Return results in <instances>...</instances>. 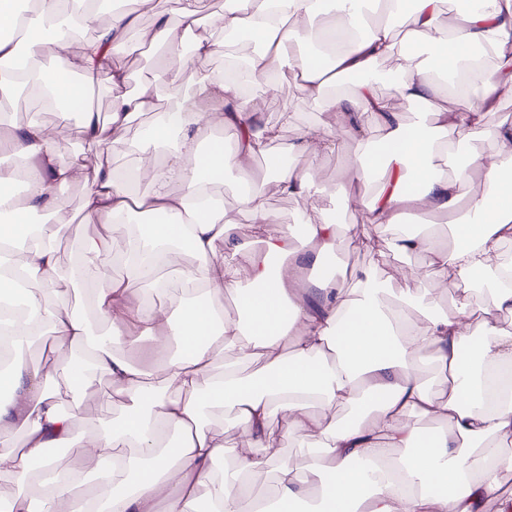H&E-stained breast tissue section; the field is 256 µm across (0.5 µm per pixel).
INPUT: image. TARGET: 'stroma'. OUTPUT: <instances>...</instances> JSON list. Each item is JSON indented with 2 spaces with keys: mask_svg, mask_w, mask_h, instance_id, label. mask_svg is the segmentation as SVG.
Wrapping results in <instances>:
<instances>
[{
  "mask_svg": "<svg viewBox=\"0 0 512 512\" xmlns=\"http://www.w3.org/2000/svg\"><path fill=\"white\" fill-rule=\"evenodd\" d=\"M151 14L143 13L139 16L137 30L129 31L125 42L121 45L114 60L122 66L133 84L130 94H138L143 87H151L153 93V111L141 114L125 131V144H138L145 140L148 128H151L166 106L165 91L161 85L153 81L154 73L163 62L164 50L162 47H151L149 55L138 56L137 50L141 43L138 38V29L151 25ZM283 89L279 95H258L257 101L264 119L273 125L278 134L279 145H286L293 141L300 128L308 124H321L327 122V114L321 113L315 102L309 100L299 89L291 73L283 75ZM83 158L87 168H94L96 162L105 156L111 157L115 165H122L124 157L113 150L112 143L96 145L88 142L83 134L80 123L69 122L65 134L63 160L72 157ZM343 152H336L323 156L317 163H310L307 155H297L293 163L297 170L312 177L322 186L321 194L315 195L312 202L306 203L293 197L281 195L270 177L265 173V165L261 156H254L249 165L251 176L262 184L267 203L279 217L281 224H294L305 219L308 214L318 211L334 217L346 214L350 230L346 237L340 238L337 251L344 261L350 262L357 270L370 269L375 265L372 253L360 247V240L372 241L376 247L385 248L387 241L392 237L390 229L374 224L363 223L359 205L341 191L340 184L344 179ZM239 184L237 180L228 178L216 185L215 190L224 199L226 212L234 217L238 223L237 233L246 244L248 250L257 251L261 248L262 232L258 225L252 224L249 218L240 213L237 200ZM105 231L99 224L74 223L69 231L62 237L59 247V275L55 286L59 292L69 297L74 310L82 315L91 325L93 333H101L102 327L95 315L94 308L81 286L75 285L67 276L68 269L79 259V243L82 238L94 237ZM60 398L65 406L75 409L74 436L82 438L89 434V423L104 424L117 417L124 403L120 395L111 394L108 381L102 374L92 372L88 375L87 385L79 398H72L68 391H61Z\"/></svg>",
  "mask_w": 512,
  "mask_h": 512,
  "instance_id": "stroma-1",
  "label": "stroma"
}]
</instances>
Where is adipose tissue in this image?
<instances>
[{
    "instance_id": "1",
    "label": "adipose tissue",
    "mask_w": 512,
    "mask_h": 512,
    "mask_svg": "<svg viewBox=\"0 0 512 512\" xmlns=\"http://www.w3.org/2000/svg\"><path fill=\"white\" fill-rule=\"evenodd\" d=\"M132 2L76 47L71 34L89 19L93 0H35L26 14L16 0H0L1 92H36L60 105L63 121L79 113L89 141L120 142L137 115L153 108L150 94L124 93L127 74L111 59L112 48L144 11L154 23L142 31V41L168 49L157 79L169 98L149 131L151 149L137 150L122 173L108 159L90 173L81 158L60 160L62 125L13 126L4 138L25 166L29 189L23 199L14 198L10 189L17 172L0 168V211L13 216L12 223L0 225V251L9 252L13 269L42 283L30 293L11 339L28 344L50 326L58 346L78 352L55 366L69 391L79 392L95 370L126 404L92 439L74 442L73 416L58 393L46 387L37 369L15 366L8 378L13 398L0 402V473L10 476L14 493L0 503V512H55L63 499L72 512H192L201 495L210 512H262L246 485L255 466L248 451L273 448L271 422L277 417L287 419L308 459L302 470L277 464L275 496L281 504L301 502L311 485L317 512H487L492 501L496 512H512V495L499 493L502 470L512 468V457L502 453L512 444V330L485 319L493 311L512 313V263L501 261L512 247V124L493 130L495 153L471 157L448 174L434 164L436 156L449 155L456 141L482 128L500 101L512 98V0H466L447 17L442 0H335L327 25L318 18V0H231L212 25L225 37L242 35L259 47L240 57L233 78L202 68L217 51L211 37L197 33L202 0H179L175 27L160 0ZM369 11L379 14V22L368 36L354 38ZM397 14L422 37L425 59L397 41L388 22ZM61 25L68 34L40 40L42 30ZM20 38L36 60L21 83L14 79ZM307 40L330 47V64L303 54ZM486 51L497 60L494 69L483 67ZM391 58L400 61L393 72L397 94L420 106L409 118L393 111L370 81L376 65ZM464 66L469 80L440 97L432 75ZM192 68L200 74L189 89L184 75ZM286 69L298 75L300 90L321 111L333 115L336 128H304L279 148L269 166L278 190L311 198L314 183L300 177L286 157L318 156L350 141L345 172L351 184L374 187L363 203L366 223L397 230L378 250L377 267L412 254L428 288L443 287L450 278L465 286L484 279L480 303L465 297L452 311H440L430 298L406 288L392 304L386 280L367 271L353 272L349 287L341 279L319 277L307 300H294L300 266L317 264L335 249L337 224L311 217L281 226L262 191L248 182L238 204L263 228L262 248L246 265L231 263L243 245L214 187L229 169L245 170L258 149L277 139L275 128L262 123L251 90L278 91ZM347 76L354 79L349 92L328 96V87ZM99 79L113 92L105 126L86 100L87 87ZM372 123L382 133L376 145L367 137ZM228 125L237 128L238 138L227 149L216 137ZM474 175L481 191L462 196L463 184ZM80 179L86 182L87 222L126 224L137 214L154 218L133 238L102 234L81 242L69 277L87 287L108 326L98 342L55 288L59 242L71 223L56 189ZM143 180L150 189L141 195L135 186ZM413 209L447 214L453 244L442 245L431 226L418 235L401 232L405 211ZM37 211L53 221L34 233L26 217ZM296 237L306 252L272 269V258L293 255ZM186 249L198 265L182 264ZM114 254L124 259L129 276L107 281L103 268ZM132 278L156 294H168L176 282L182 291L165 307L135 303L128 288ZM228 291L240 301L242 320L227 317L214 303ZM136 334L153 338L164 357L159 385L112 351ZM228 346L236 349L237 362L217 365V353ZM425 359L436 368L429 384L416 368ZM254 361L259 369L242 375L240 365ZM226 406L240 431L237 448L203 426L207 411ZM335 406L351 408L355 419L325 425L314 414ZM419 416L439 419L442 431L419 429ZM15 428L24 435L21 454L7 437ZM69 446L76 468L58 469L44 456L46 449ZM393 448L410 454L392 461ZM224 455L234 466L213 478V463ZM355 459L370 462L371 470L353 469ZM35 483L42 488L37 501L29 494Z\"/></svg>"
}]
</instances>
